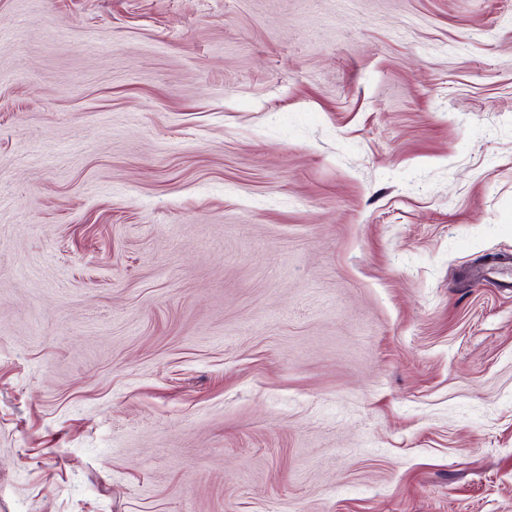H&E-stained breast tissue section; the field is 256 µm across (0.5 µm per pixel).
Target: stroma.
<instances>
[{
	"instance_id": "stroma-1",
	"label": "stroma",
	"mask_w": 512,
	"mask_h": 512,
	"mask_svg": "<svg viewBox=\"0 0 512 512\" xmlns=\"http://www.w3.org/2000/svg\"><path fill=\"white\" fill-rule=\"evenodd\" d=\"M0 31V512H512V0ZM475 282L489 281L499 288L511 291L512 288V264L510 260L505 263H493L486 265L473 274Z\"/></svg>"
}]
</instances>
